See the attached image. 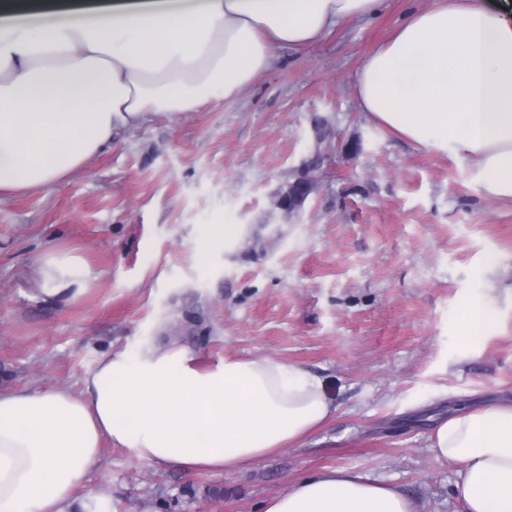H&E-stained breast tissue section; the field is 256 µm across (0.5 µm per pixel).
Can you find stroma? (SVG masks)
I'll return each mask as SVG.
<instances>
[{
  "instance_id": "stroma-1",
  "label": "stroma",
  "mask_w": 512,
  "mask_h": 512,
  "mask_svg": "<svg viewBox=\"0 0 512 512\" xmlns=\"http://www.w3.org/2000/svg\"><path fill=\"white\" fill-rule=\"evenodd\" d=\"M432 3L385 0L373 19L279 48L236 98L152 115L80 173L0 198L1 390L75 388L107 355L186 343L206 365L300 364L336 407L233 471L156 467L104 442L80 512H261L328 468L398 486L417 512H464L457 467L434 458L430 437L460 409L512 404V203L485 198L468 159L369 119L355 89L369 52ZM321 121L338 134L332 175L274 231L272 196ZM212 224L258 241L208 252ZM51 252L89 269L74 302L40 289ZM476 297L493 323L469 342L460 320ZM188 311L201 328L183 323Z\"/></svg>"
}]
</instances>
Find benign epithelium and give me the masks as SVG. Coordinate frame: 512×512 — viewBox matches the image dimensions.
<instances>
[{"mask_svg":"<svg viewBox=\"0 0 512 512\" xmlns=\"http://www.w3.org/2000/svg\"><path fill=\"white\" fill-rule=\"evenodd\" d=\"M316 148L291 174V179L282 183L273 196V206L283 220L297 216L310 195L325 177L333 164V132L323 123L313 128Z\"/></svg>","mask_w":512,"mask_h":512,"instance_id":"1","label":"benign epithelium"}]
</instances>
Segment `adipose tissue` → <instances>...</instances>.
Segmentation results:
<instances>
[{"label":"adipose tissue","mask_w":512,"mask_h":512,"mask_svg":"<svg viewBox=\"0 0 512 512\" xmlns=\"http://www.w3.org/2000/svg\"><path fill=\"white\" fill-rule=\"evenodd\" d=\"M383 0H0V195L80 172L148 115L231 99L283 45L309 44ZM363 112L431 152L464 155L486 197L512 201V23L486 0H435L367 57ZM45 294L90 286L48 255ZM335 411L320 378L269 357L203 367L170 343L103 359L80 390L0 391V512H72L103 441L152 465L236 470ZM431 449L458 464L467 512H512V406L463 411ZM262 512H415L397 487L328 469Z\"/></svg>","instance_id":"1"}]
</instances>
